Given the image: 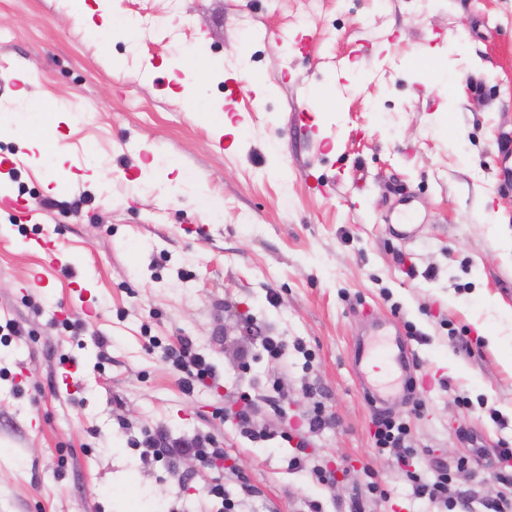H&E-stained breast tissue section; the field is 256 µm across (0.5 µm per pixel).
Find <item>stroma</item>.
<instances>
[{"mask_svg": "<svg viewBox=\"0 0 512 512\" xmlns=\"http://www.w3.org/2000/svg\"><path fill=\"white\" fill-rule=\"evenodd\" d=\"M78 8L0 0V195L35 212L0 209V318L24 330L0 343V512H218L216 482L238 512H348L372 474L387 496L366 512H438L372 450L373 372L356 366L372 324L408 338L417 447L468 457L457 487L494 499L512 444V0H114L110 31ZM246 71L259 81L228 107ZM406 215L420 229L403 241ZM181 338L218 386L181 389L164 357ZM243 391L275 432L324 403L309 467L225 422ZM156 429L228 459H145L135 440Z\"/></svg>", "mask_w": 512, "mask_h": 512, "instance_id": "35a3bbf8", "label": "stroma"}]
</instances>
